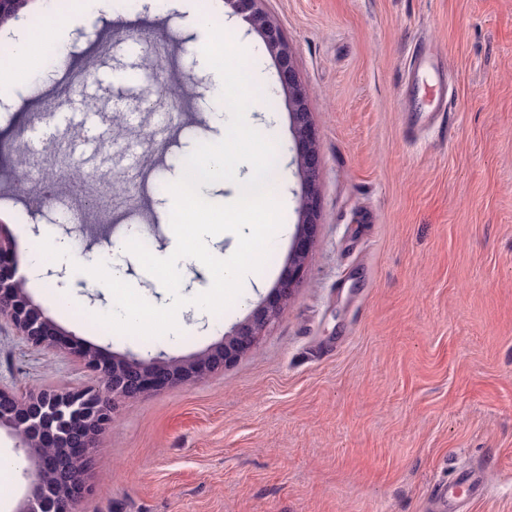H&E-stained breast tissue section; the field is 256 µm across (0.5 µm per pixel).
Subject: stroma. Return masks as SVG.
<instances>
[{
	"label": "stroma",
	"mask_w": 512,
	"mask_h": 512,
	"mask_svg": "<svg viewBox=\"0 0 512 512\" xmlns=\"http://www.w3.org/2000/svg\"><path fill=\"white\" fill-rule=\"evenodd\" d=\"M201 15L124 0L117 14L78 24L67 45L82 60L112 33V69L88 80L121 104V134L101 135L113 170L174 181L176 162L219 135L205 86L183 98L182 118L157 147L143 142L156 85L128 82L131 63L155 53L161 21L174 65L165 83L203 69L195 47L208 24L225 27L251 55L263 97L251 118L274 131L283 161L286 232L239 299L215 315L182 307L178 333L148 344L91 328L83 309L112 308L109 289L71 272L70 285L27 280L26 293L63 339L104 356L203 355L242 323L276 286L299 218L300 178L290 98L275 57L231 5ZM292 46L308 92L319 151V223L303 282L256 350L203 379L115 402L90 456V491L79 512H433L430 490L480 471L490 497L458 512H512V0H265ZM433 48L448 78L447 130L407 140L404 69ZM47 58L0 112V169L39 100L64 81ZM61 112L44 116L28 147L45 165L102 168L56 139ZM43 212L5 203L19 227L51 226L71 257L116 264L142 296L168 293L129 253H112L124 227L92 236L73 221L65 182ZM166 197L148 193L137 220L156 255L173 247ZM68 348L35 346L0 316V385L22 394L94 384ZM14 442L0 433V512H14L25 481Z\"/></svg>",
	"instance_id": "obj_1"
}]
</instances>
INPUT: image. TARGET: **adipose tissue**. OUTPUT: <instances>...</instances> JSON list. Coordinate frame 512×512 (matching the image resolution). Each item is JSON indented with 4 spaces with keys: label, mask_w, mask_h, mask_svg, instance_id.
<instances>
[{
    "label": "adipose tissue",
    "mask_w": 512,
    "mask_h": 512,
    "mask_svg": "<svg viewBox=\"0 0 512 512\" xmlns=\"http://www.w3.org/2000/svg\"><path fill=\"white\" fill-rule=\"evenodd\" d=\"M68 39L65 27L49 28L42 34H19L9 54L10 65L0 64V98L9 99L13 87L24 78L26 70L35 68L45 56L46 48H53L56 56H63Z\"/></svg>",
    "instance_id": "obj_1"
}]
</instances>
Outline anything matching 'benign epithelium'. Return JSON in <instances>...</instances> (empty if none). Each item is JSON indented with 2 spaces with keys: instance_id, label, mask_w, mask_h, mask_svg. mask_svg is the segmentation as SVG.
<instances>
[{
  "instance_id": "benign-epithelium-1",
  "label": "benign epithelium",
  "mask_w": 512,
  "mask_h": 512,
  "mask_svg": "<svg viewBox=\"0 0 512 512\" xmlns=\"http://www.w3.org/2000/svg\"><path fill=\"white\" fill-rule=\"evenodd\" d=\"M247 14L277 60L282 84L291 93L300 185V221L288 269L266 303L253 312L224 341L206 354L184 363L160 356L134 354L102 356L91 346L74 352L94 372L99 384L65 391L42 390L18 395L0 387V430L15 440L26 466L25 496L15 512H77L84 497L89 449L112 421L109 398L135 399L143 393L202 379L252 350L267 327L278 317L302 282L318 224L320 179L317 133L307 94L299 82L292 52L278 26L258 7L263 0H226ZM25 278L13 265L0 261V313L9 317L27 342H59L56 329L43 311L25 294Z\"/></svg>"
}]
</instances>
